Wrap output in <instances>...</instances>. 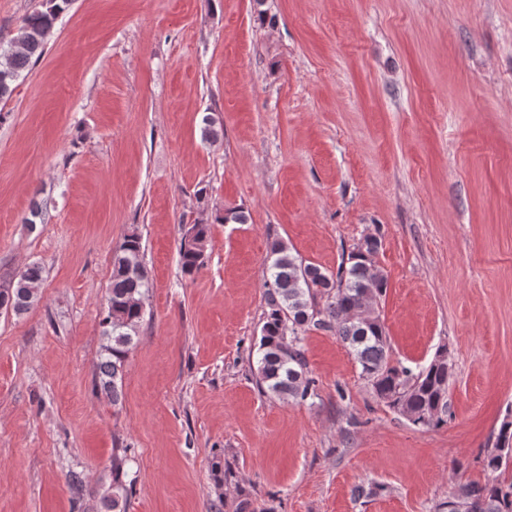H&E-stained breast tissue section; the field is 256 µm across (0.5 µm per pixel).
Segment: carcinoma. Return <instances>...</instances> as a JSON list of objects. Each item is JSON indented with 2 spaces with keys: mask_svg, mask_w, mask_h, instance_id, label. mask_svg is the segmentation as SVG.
<instances>
[{
  "mask_svg": "<svg viewBox=\"0 0 512 512\" xmlns=\"http://www.w3.org/2000/svg\"><path fill=\"white\" fill-rule=\"evenodd\" d=\"M70 3L43 0L42 8L25 17L7 44L0 43L1 102L11 97L32 59L43 54ZM209 242V223L200 221L187 229L179 252L184 274L193 276L203 268ZM380 248L379 238L366 236L336 272L328 273L294 255L284 243L272 245L256 382L264 393L282 400L304 401L313 395L315 380L308 377L303 335L312 328L326 330L346 344L361 378L379 400L415 426L442 427L448 423V352H438L416 373L393 363L376 310L387 289L376 261ZM42 273L37 263L26 266L15 282L0 289V305H10L17 316L27 313L36 301L34 285ZM148 288L141 238L128 234L112 256L108 305L101 321L104 343L94 377V388L110 396L114 405L122 396L125 363L144 321ZM484 461L498 476L458 485L437 512H448L456 500L469 504L471 512H512V476L504 477L512 461V413L503 418ZM127 463V455H112V488L102 497L105 512H127Z\"/></svg>",
  "mask_w": 512,
  "mask_h": 512,
  "instance_id": "1",
  "label": "carcinoma"
}]
</instances>
